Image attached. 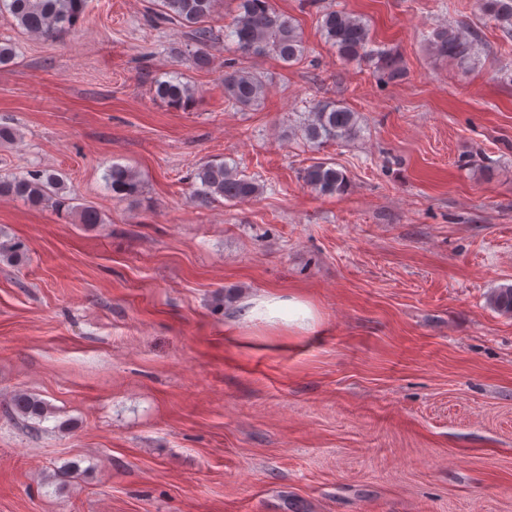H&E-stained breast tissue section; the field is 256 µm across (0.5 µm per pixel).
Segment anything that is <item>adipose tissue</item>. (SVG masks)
I'll return each mask as SVG.
<instances>
[{
  "label": "adipose tissue",
  "instance_id": "ef3b65f1",
  "mask_svg": "<svg viewBox=\"0 0 512 512\" xmlns=\"http://www.w3.org/2000/svg\"><path fill=\"white\" fill-rule=\"evenodd\" d=\"M241 308V321L260 320L273 325L278 324L291 336L307 334L314 331L317 326L314 309L296 294L286 296L278 291H267L244 299Z\"/></svg>",
  "mask_w": 512,
  "mask_h": 512
}]
</instances>
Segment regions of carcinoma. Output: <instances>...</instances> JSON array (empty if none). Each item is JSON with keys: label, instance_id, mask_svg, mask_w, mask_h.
Here are the masks:
<instances>
[{"label": "carcinoma", "instance_id": "cac0c4a2", "mask_svg": "<svg viewBox=\"0 0 512 512\" xmlns=\"http://www.w3.org/2000/svg\"><path fill=\"white\" fill-rule=\"evenodd\" d=\"M87 0H0L17 26L47 42H56L74 30L83 15ZM217 0H159L157 17L188 30L193 43L192 63L204 70L212 65L209 48L218 34L208 25ZM479 8L490 18L512 31V0H478ZM318 23L324 38L347 64L376 62L377 70L389 79L402 73L397 59L387 50H373L369 25L360 16L325 8ZM224 39L232 42L238 57L224 62V98L236 108L247 111L264 99L266 83L260 73L242 65L251 56L273 55L289 64L304 53L301 36L292 19L279 13L271 0H239L237 13L224 27ZM479 36L465 34L445 25L433 30L430 38L434 52L443 58L463 63L476 54ZM195 88L178 77L157 81L153 96L174 108H186L194 99ZM358 117L347 106L336 101H318L303 122L308 141L317 144L352 138L357 132ZM304 186L321 196L339 194L347 188L346 174L328 161L315 162L301 171ZM192 195L205 205L222 198L231 204L250 201L262 193L263 187L224 162H209L190 174ZM106 188L112 197L124 200L137 196L141 182L127 166L114 164L105 174ZM65 175L53 169H37L24 175L0 176V197L17 198L34 208L49 203L69 208L83 224H102L97 208L89 203L70 205L66 195ZM27 248L21 241L0 242V257L21 260ZM489 305L512 316V285L494 289ZM11 411L26 420L43 423L52 414L51 405L34 393L14 394Z\"/></svg>", "mask_w": 512, "mask_h": 512}]
</instances>
